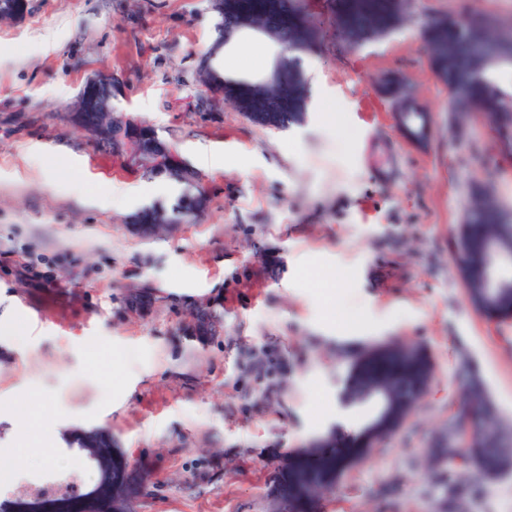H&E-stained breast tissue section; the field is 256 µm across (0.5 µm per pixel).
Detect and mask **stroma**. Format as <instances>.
<instances>
[{
	"instance_id": "1",
	"label": "stroma",
	"mask_w": 512,
	"mask_h": 512,
	"mask_svg": "<svg viewBox=\"0 0 512 512\" xmlns=\"http://www.w3.org/2000/svg\"><path fill=\"white\" fill-rule=\"evenodd\" d=\"M300 5L320 32L297 55L305 120L285 130L209 104L208 0H28L0 22V470L40 484L78 456L88 486L99 460L71 440L82 429L107 433L146 479L129 497L78 496L73 512H288V461L323 439L346 464L300 512H439L427 458L470 372L512 421V319L473 308L456 271L475 189L512 209V127L449 111L419 38L445 15L510 28L512 0H408L395 31L358 48L335 0ZM275 52L238 35L222 58L262 75ZM102 72L123 84L115 108L198 173L196 221L152 238L129 228L176 190L120 170L69 123ZM385 77L430 112L424 146L398 128ZM144 286L151 306L131 309ZM201 304L215 335L194 333ZM377 345L418 347L432 371L404 425L353 462L371 411L346 382ZM462 512H512V471Z\"/></svg>"
}]
</instances>
